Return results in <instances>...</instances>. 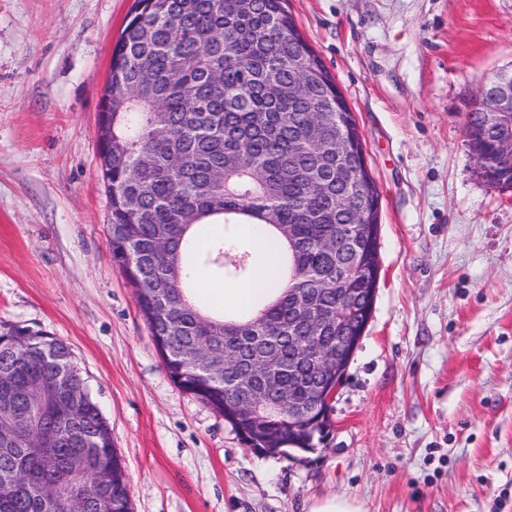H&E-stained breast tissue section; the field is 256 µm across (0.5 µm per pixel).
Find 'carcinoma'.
Wrapping results in <instances>:
<instances>
[{
  "label": "carcinoma",
  "instance_id": "cac0c4a2",
  "mask_svg": "<svg viewBox=\"0 0 512 512\" xmlns=\"http://www.w3.org/2000/svg\"><path fill=\"white\" fill-rule=\"evenodd\" d=\"M135 9L112 49V100L102 97L99 110L112 122V142L99 145L112 152V167L103 169L112 194V259L135 288L140 311L156 294L167 296L169 307L148 326L157 349H166L162 358L176 387L222 414L233 397L224 355L216 372L204 375L172 352L230 344L248 358L273 350L281 362L275 384L304 406L318 372L310 362L300 372L289 364L305 337L332 341L339 329L309 330L295 294L334 307L346 291L363 292L361 264L371 248L354 232L352 185L336 182V166L360 167L363 156L338 157L328 148L336 120L308 127L311 107L336 100V83L315 54L305 97L288 98V84L304 79L292 59L307 46L284 0H256L246 10L239 0H136ZM467 125L485 181L512 188V170L492 164L502 132L512 133V116L472 112ZM210 224L224 225V237L201 252L195 232ZM241 224L263 226L284 287L250 309L195 301L192 271L199 265L216 277H251L254 244L236 234ZM70 362L68 345L45 331L0 330V377L43 375ZM23 411L29 420L15 425L13 437L0 434V477L10 478L12 495L0 512H69L65 497H48L41 477L62 467L72 448L56 447L43 433L36 404ZM325 423L322 408L302 422L285 411L257 423L246 408L229 421L243 441L269 440L290 451L319 446ZM54 425L63 435L96 437V458L83 478L93 479L98 468L116 474L105 498L88 501L84 512H131L125 463L99 407L63 410Z\"/></svg>",
  "mask_w": 512,
  "mask_h": 512
}]
</instances>
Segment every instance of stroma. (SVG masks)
Masks as SVG:
<instances>
[{
  "instance_id": "35a3bbf8",
  "label": "stroma",
  "mask_w": 512,
  "mask_h": 512,
  "mask_svg": "<svg viewBox=\"0 0 512 512\" xmlns=\"http://www.w3.org/2000/svg\"><path fill=\"white\" fill-rule=\"evenodd\" d=\"M134 0H0V324L63 340L132 512H512V188L466 137L512 0H286L379 195L372 317L312 453L244 446L170 380L106 237L98 113ZM309 512H362L356 502L345 496H335L312 505Z\"/></svg>"
}]
</instances>
